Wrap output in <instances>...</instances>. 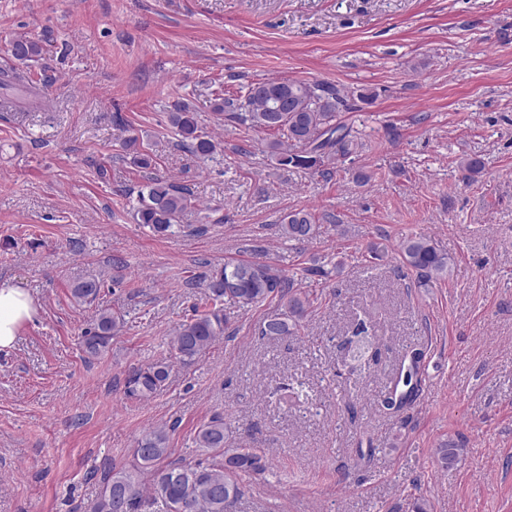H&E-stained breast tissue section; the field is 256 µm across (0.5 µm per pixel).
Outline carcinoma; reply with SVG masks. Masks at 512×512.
Here are the masks:
<instances>
[{"label":"carcinoma","mask_w":512,"mask_h":512,"mask_svg":"<svg viewBox=\"0 0 512 512\" xmlns=\"http://www.w3.org/2000/svg\"><path fill=\"white\" fill-rule=\"evenodd\" d=\"M14 64L0 69V109L8 112L12 98L37 95L31 67L44 55V45L20 37L11 42ZM347 107V96L322 82L267 79L249 87L239 97L214 98L212 111L230 122L249 128L280 133L267 144V152L281 167L310 170L326 177L338 163L359 152L362 143L353 127L340 120ZM169 121L180 136V145L200 159L211 157L217 143L198 126L193 107L184 101L173 104ZM123 146L133 153V164L141 169L152 166V157L139 148L138 138L129 136ZM196 207L191 191L167 178L151 177L137 194L133 219L158 235L192 233L182 224L184 215ZM315 218L306 209H295L281 219L280 232L290 241L306 242L316 235ZM401 262L416 271L427 284L447 274L451 259L434 241L424 236H409L401 245ZM101 283L88 278L76 283L72 297L80 302L96 299ZM211 310L181 324L169 338L172 355L190 362L224 335L229 317L224 302L247 309L272 296L284 301L287 311L267 317L259 336L279 339L297 333L310 307L309 296L292 277L267 262L233 261L207 279ZM123 325L122 316L102 309L92 327L83 336L85 352L97 357L109 348L112 337ZM424 374L422 353L411 355L408 365H400L391 379L392 387L383 396L381 406L398 409L419 391ZM169 365L160 362L134 369L127 380L130 396L148 399L166 383ZM198 448L217 452L210 463L171 461L169 430L160 426L144 434L132 450L130 466L112 468L103 479V488L92 512H227V507L242 496L240 474H263L269 468L264 455L252 448H236L230 442L224 417L216 415L195 435ZM462 448L448 440L435 449L441 466L449 468L458 461Z\"/></svg>","instance_id":"1"}]
</instances>
